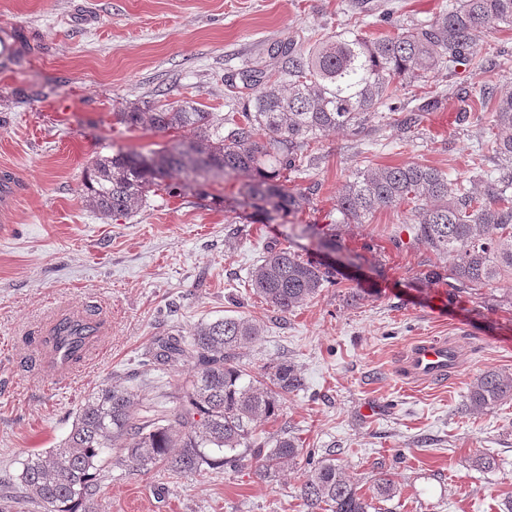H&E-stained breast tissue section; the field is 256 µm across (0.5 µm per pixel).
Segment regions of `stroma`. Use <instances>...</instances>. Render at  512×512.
Wrapping results in <instances>:
<instances>
[{
    "mask_svg": "<svg viewBox=\"0 0 512 512\" xmlns=\"http://www.w3.org/2000/svg\"><path fill=\"white\" fill-rule=\"evenodd\" d=\"M453 0H0V29L20 35L18 62L0 63V175L16 174L19 200L0 233V485L15 483L29 453L56 448L87 396L105 385L132 387L136 414L170 413L188 367L150 363L156 341L190 335L227 315L258 321L259 341L240 362L261 371L288 362L303 387L261 441L288 431L316 457L335 459L362 493L379 472L397 491L382 512H500L512 495V399L476 412L473 379L486 370L512 376V282L459 293L436 270L450 261L417 240L408 206L341 226L336 250L301 236L305 224L337 217L336 197L359 168L422 162L486 195L489 171L474 169L489 145L483 90L512 92V64L480 70L438 68L404 83L401 103L424 91L445 95L413 138L381 122L369 133L335 132L315 146L311 168L289 181L313 188L309 205L284 223L234 214L231 183L216 181L150 196L137 213L106 219L83 202L91 159L148 153L166 136L120 124L133 103L196 101L215 118L242 107L252 67L275 72L268 49L306 46L343 30L374 38L432 20ZM469 113L459 121V113ZM291 247L337 267L335 286L292 313L261 301L250 278L271 247ZM359 289L360 299L349 297ZM97 319L103 350L64 384L36 362L53 307ZM441 337L460 355L446 383L405 380L412 343ZM496 458L491 471L476 456ZM302 468L261 480L252 468L207 469L197 477H104L97 512H305Z\"/></svg>",
    "mask_w": 512,
    "mask_h": 512,
    "instance_id": "stroma-1",
    "label": "stroma"
}]
</instances>
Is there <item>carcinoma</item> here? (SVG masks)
I'll list each match as a JSON object with an SVG mask.
<instances>
[{
	"label": "carcinoma",
	"instance_id": "obj_1",
	"mask_svg": "<svg viewBox=\"0 0 512 512\" xmlns=\"http://www.w3.org/2000/svg\"><path fill=\"white\" fill-rule=\"evenodd\" d=\"M512 25V0H456L434 20L401 27L393 35L367 39L352 32L319 40L308 49L290 40L271 47L276 72H242L251 96L241 111L220 120L190 102L129 106L116 113L119 123L147 127L169 137L148 156L123 152L97 154L84 184L86 205L104 217L137 212L150 195L182 186L232 179L236 205L258 212L265 223L294 215L309 197L288 188L289 175L312 160L311 145L329 130L363 133L379 117L378 108L395 112L400 87L420 71L448 62L452 69L487 64L473 45L478 30ZM400 121L410 131L422 114L441 108L430 91ZM491 112L487 127L496 176L494 202L487 204L448 172L420 162L356 171L336 201V226L329 231L306 224L302 234L316 237L325 249L336 248L338 225L362 224L376 211L412 205L416 237L451 260L453 288L479 291L495 281H512V92L482 97ZM336 285L335 270L305 259L287 247H274L253 272L250 286L266 304L287 314ZM86 318L54 326L49 347L78 359L77 349L98 333ZM261 335V327L242 316H224L198 324L188 337L158 340L154 362L174 367L191 362L194 374L182 387L167 424L140 420L133 411L137 393L112 385L90 394L58 448L34 452L22 463L15 492L0 495V512H10L19 498L45 512H95L103 456L114 448L117 464L130 472L162 470L173 475H201L205 468L254 467L266 480L304 454L297 440L283 433L266 448L256 444L260 421L278 415L281 401L302 386L288 363L251 376L237 360L238 350ZM512 397V377L486 370L470 386L476 411ZM300 487L306 512H369L373 507L336 460L308 461ZM396 485L379 473L373 498L388 500Z\"/></svg>",
	"mask_w": 512,
	"mask_h": 512
}]
</instances>
